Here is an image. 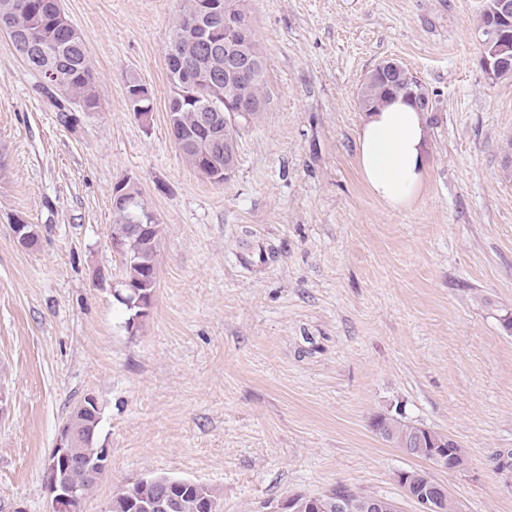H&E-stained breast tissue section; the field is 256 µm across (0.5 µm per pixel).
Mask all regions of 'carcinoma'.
I'll use <instances>...</instances> for the list:
<instances>
[{
    "label": "carcinoma",
    "instance_id": "cac0c4a2",
    "mask_svg": "<svg viewBox=\"0 0 512 512\" xmlns=\"http://www.w3.org/2000/svg\"><path fill=\"white\" fill-rule=\"evenodd\" d=\"M205 0H185L183 11L173 26V44L177 52L166 54L165 61L171 94L168 99L170 132L185 161L213 184H222L224 156L208 153L207 142L217 128L207 130L200 124L204 112L223 114L242 101L252 105L240 123L224 125V139L238 147L244 125L258 121L266 110L263 53L255 33L245 36L225 29V15L248 14L245 0H215L208 15L207 29L191 26L190 17ZM12 6L9 22L13 35L10 41L17 55L37 79V88L58 109L60 122L68 126L76 112H96L100 108L96 94L93 66L81 35L58 12L57 0H7ZM237 50L254 59L253 74L232 85H224V48ZM403 95L414 100L423 112L433 111L432 97L425 86L404 67L388 69L378 64L362 85L360 102L369 111L384 104L392 96ZM120 190L134 204L113 202L114 225L111 240L122 245L119 256L123 274L119 282L125 300L121 304L128 312L127 327L136 326L133 317L142 306H151L157 283V256L161 239V224L156 215L141 200V191L129 178L117 182ZM95 407L85 410L75 405L68 413L84 414L82 438L71 455L78 465L67 472V482L79 488L85 497L98 479L89 477L81 464L101 460L103 448L98 444L100 417ZM370 427L383 431L381 439L404 453L434 462L437 439L445 433L433 431L421 439L418 446L406 448L420 431L403 412L383 413L372 418ZM161 492L154 477H143L112 498V512H158L153 505ZM332 493L346 498L353 512H362L361 504L369 496L338 486ZM167 512H217V492L196 482L175 493Z\"/></svg>",
    "mask_w": 512,
    "mask_h": 512
}]
</instances>
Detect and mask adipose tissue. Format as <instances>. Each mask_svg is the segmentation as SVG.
Listing matches in <instances>:
<instances>
[{
  "label": "adipose tissue",
  "instance_id": "adipose-tissue-1",
  "mask_svg": "<svg viewBox=\"0 0 512 512\" xmlns=\"http://www.w3.org/2000/svg\"><path fill=\"white\" fill-rule=\"evenodd\" d=\"M428 126L402 97L365 112L356 131V159L372 194L388 209L410 205L428 175Z\"/></svg>",
  "mask_w": 512,
  "mask_h": 512
}]
</instances>
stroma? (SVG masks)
<instances>
[{
    "mask_svg": "<svg viewBox=\"0 0 512 512\" xmlns=\"http://www.w3.org/2000/svg\"><path fill=\"white\" fill-rule=\"evenodd\" d=\"M485 0H248L270 92L216 185L182 157L165 65L182 0H62L101 107L59 123L0 33V512H50L44 460L94 396L106 474L82 512L145 476L207 485L219 512H273L343 485L419 512L426 467L372 431L401 407L466 451L432 469L462 512H512V76L480 65ZM394 60L433 94L430 168L390 210L358 168L360 89ZM153 96L150 125L128 80ZM133 178L162 224L148 315L112 289V190ZM32 225L36 245L13 226ZM406 476L404 477V472H399L397 474V482L403 488L405 494L414 500L421 512H435L437 511L436 504L438 502V491H442L446 489L447 486L438 482L433 477H431L432 482L429 487L418 493L413 494L409 491L406 484L410 487V489L416 493L419 489L420 483L422 481L423 475L429 474L425 470L415 469L410 471H405ZM406 479V482H405Z\"/></svg>",
    "mask_w": 512,
    "mask_h": 512,
    "instance_id": "obj_1",
    "label": "stroma"
}]
</instances>
